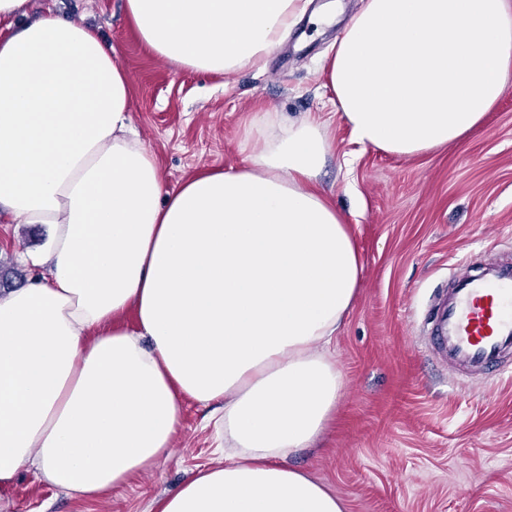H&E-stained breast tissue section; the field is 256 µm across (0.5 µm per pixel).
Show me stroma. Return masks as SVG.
Returning a JSON list of instances; mask_svg holds the SVG:
<instances>
[{
	"instance_id": "stroma-1",
	"label": "stroma",
	"mask_w": 512,
	"mask_h": 512,
	"mask_svg": "<svg viewBox=\"0 0 512 512\" xmlns=\"http://www.w3.org/2000/svg\"><path fill=\"white\" fill-rule=\"evenodd\" d=\"M329 26L302 21L262 71L177 70L138 38L122 0H32L98 28L131 80L132 125L168 187L241 166L243 124L266 108L324 123L331 152L320 188L349 218L363 262L336 337L345 388L321 438L290 457L345 512H512V381L464 394L426 352L424 315L467 256L512 254V89L461 143L403 158L358 145L329 102L324 61L361 0H334ZM44 226L0 223V275H39ZM184 398L171 454L93 502L22 473L0 512H149L152 500L209 464L216 429Z\"/></svg>"
}]
</instances>
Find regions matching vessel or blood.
Masks as SVG:
<instances>
[{
	"label": "vessel or blood",
	"mask_w": 512,
	"mask_h": 512,
	"mask_svg": "<svg viewBox=\"0 0 512 512\" xmlns=\"http://www.w3.org/2000/svg\"><path fill=\"white\" fill-rule=\"evenodd\" d=\"M428 314L425 346L455 384L512 379V257L459 263Z\"/></svg>",
	"instance_id": "b4317fda"
}]
</instances>
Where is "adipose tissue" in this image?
<instances>
[{"label": "adipose tissue", "mask_w": 512, "mask_h": 512, "mask_svg": "<svg viewBox=\"0 0 512 512\" xmlns=\"http://www.w3.org/2000/svg\"><path fill=\"white\" fill-rule=\"evenodd\" d=\"M309 0H124L179 69L264 67ZM0 0V217L47 227L44 274L0 292V503L23 470L94 500L169 456L181 398L230 451L151 512H345L287 460L322 434L344 376L329 346L360 285L347 215L315 186L316 119L255 112L245 164L166 189L131 85L84 19ZM326 86L359 145L463 141L512 86V0H363ZM133 312L135 324L118 321Z\"/></svg>", "instance_id": "adipose-tissue-1"}]
</instances>
